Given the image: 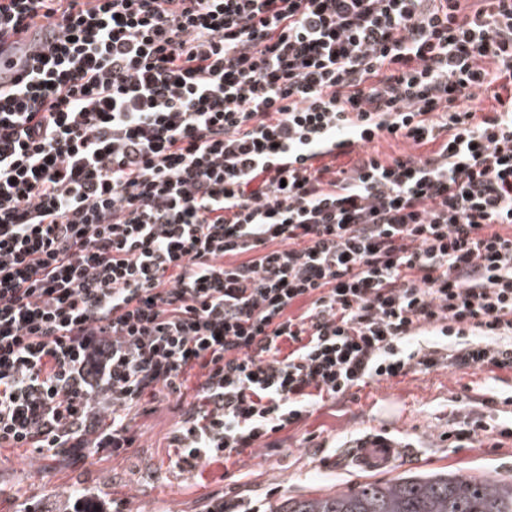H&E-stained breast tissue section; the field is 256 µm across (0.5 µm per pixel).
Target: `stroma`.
I'll return each instance as SVG.
<instances>
[{
  "label": "stroma",
  "instance_id": "35a3bbf8",
  "mask_svg": "<svg viewBox=\"0 0 512 512\" xmlns=\"http://www.w3.org/2000/svg\"><path fill=\"white\" fill-rule=\"evenodd\" d=\"M153 407L133 425V448L119 454L106 448L76 461L0 446V512H75L80 500L91 498L103 512H206L219 497L238 494L272 512L287 498L346 491L407 472L512 479L511 367L414 368L326 402L274 434L273 448L193 469L178 465L179 451L171 446L176 401ZM475 420L484 426L478 438L454 442ZM371 434L401 444L391 468L367 472L352 463L356 444Z\"/></svg>",
  "mask_w": 512,
  "mask_h": 512
}]
</instances>
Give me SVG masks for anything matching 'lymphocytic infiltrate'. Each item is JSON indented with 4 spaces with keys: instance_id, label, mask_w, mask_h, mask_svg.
Masks as SVG:
<instances>
[{
    "instance_id": "1",
    "label": "lymphocytic infiltrate",
    "mask_w": 512,
    "mask_h": 512,
    "mask_svg": "<svg viewBox=\"0 0 512 512\" xmlns=\"http://www.w3.org/2000/svg\"><path fill=\"white\" fill-rule=\"evenodd\" d=\"M45 25L0 85V444L173 398L193 467L443 344L512 366V0H0L1 45ZM366 149L377 154L381 159H387L404 152H409L411 148L401 139L383 137L371 144H368Z\"/></svg>"
}]
</instances>
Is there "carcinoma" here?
Listing matches in <instances>:
<instances>
[{
    "label": "carcinoma",
    "mask_w": 512,
    "mask_h": 512,
    "mask_svg": "<svg viewBox=\"0 0 512 512\" xmlns=\"http://www.w3.org/2000/svg\"><path fill=\"white\" fill-rule=\"evenodd\" d=\"M274 512H512V480L406 474L317 498H287Z\"/></svg>",
    "instance_id": "obj_1"
}]
</instances>
